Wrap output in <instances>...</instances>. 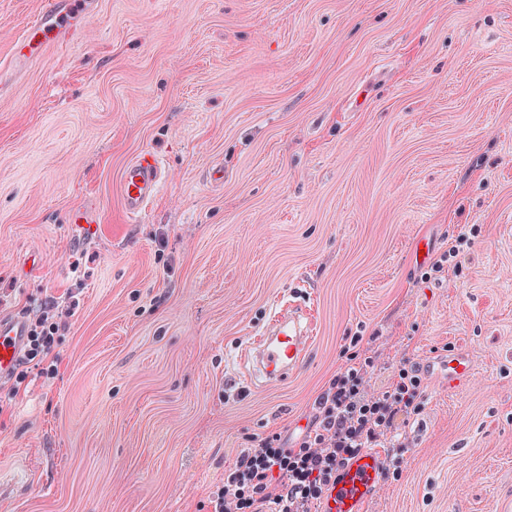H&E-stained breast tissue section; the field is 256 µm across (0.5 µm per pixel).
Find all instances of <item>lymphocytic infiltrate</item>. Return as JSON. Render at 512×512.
<instances>
[{
    "label": "lymphocytic infiltrate",
    "instance_id": "f902f5d3",
    "mask_svg": "<svg viewBox=\"0 0 512 512\" xmlns=\"http://www.w3.org/2000/svg\"><path fill=\"white\" fill-rule=\"evenodd\" d=\"M39 307L14 371L18 380L55 367L59 303L48 297ZM349 346L345 363L316 396L306 432L291 444L277 433L249 437L224 472L212 512H312L338 469L367 448H390L385 475L398 477L400 459L412 446L404 428L425 410L423 369L414 358L401 356L387 386L375 392L370 381L378 351L355 335Z\"/></svg>",
    "mask_w": 512,
    "mask_h": 512
}]
</instances>
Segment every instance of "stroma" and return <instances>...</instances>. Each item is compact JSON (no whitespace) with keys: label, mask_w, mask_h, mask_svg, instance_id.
Masks as SVG:
<instances>
[{"label":"stroma","mask_w":512,"mask_h":512,"mask_svg":"<svg viewBox=\"0 0 512 512\" xmlns=\"http://www.w3.org/2000/svg\"><path fill=\"white\" fill-rule=\"evenodd\" d=\"M39 6L0 0V317L79 306L55 373L0 382V512H211L246 437L299 438L357 333L375 391L404 354L474 370L426 373L365 512H512V0H97L10 73ZM148 149L165 178L131 218ZM462 233L459 271L424 279L418 240ZM289 296L306 363L243 385ZM163 171L157 155L144 151L134 157L121 176L122 202L130 216H137L160 188ZM439 359L441 372L448 380L449 390H455L468 383L472 377V368L469 360L458 352H448V357ZM456 362V366H453Z\"/></svg>","instance_id":"1"}]
</instances>
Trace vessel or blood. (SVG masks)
<instances>
[{"label": "vessel or blood", "instance_id": "vessel-or-blood-1", "mask_svg": "<svg viewBox=\"0 0 512 512\" xmlns=\"http://www.w3.org/2000/svg\"><path fill=\"white\" fill-rule=\"evenodd\" d=\"M94 7L93 0H41L26 34L13 47V67H25L35 59L37 49L74 35L78 20L91 15ZM162 180V167L154 152L144 151L134 157L121 176L125 211L137 216L156 195ZM26 336L24 318L0 317V380L8 378L17 366ZM258 337V343L247 349L254 378L268 386L287 383L302 368L315 339L309 309L301 302L290 304L270 318ZM440 369L452 390L472 377L469 360L457 352L449 353ZM385 467L382 452L370 449L354 456L337 472L321 512H364L383 485Z\"/></svg>", "mask_w": 512, "mask_h": 512}]
</instances>
